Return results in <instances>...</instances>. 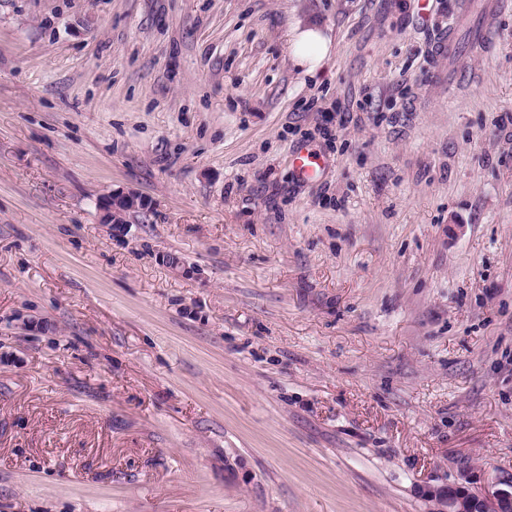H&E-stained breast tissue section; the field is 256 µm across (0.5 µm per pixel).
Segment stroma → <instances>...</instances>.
<instances>
[{
    "mask_svg": "<svg viewBox=\"0 0 512 512\" xmlns=\"http://www.w3.org/2000/svg\"><path fill=\"white\" fill-rule=\"evenodd\" d=\"M458 24L0 0V512H430L512 473V11L437 53ZM122 190L151 210L102 223ZM295 62L308 71H316L327 60L331 39L316 26L298 27L291 33Z\"/></svg>",
    "mask_w": 512,
    "mask_h": 512,
    "instance_id": "1",
    "label": "stroma"
}]
</instances>
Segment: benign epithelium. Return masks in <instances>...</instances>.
Masks as SVG:
<instances>
[{"label":"benign epithelium","instance_id":"7a95c632","mask_svg":"<svg viewBox=\"0 0 512 512\" xmlns=\"http://www.w3.org/2000/svg\"><path fill=\"white\" fill-rule=\"evenodd\" d=\"M146 200L134 192L112 194L102 203L103 222L120 224L123 216L143 210ZM426 498L432 512H512V474L473 478L471 470L452 483L431 488Z\"/></svg>","mask_w":512,"mask_h":512}]
</instances>
